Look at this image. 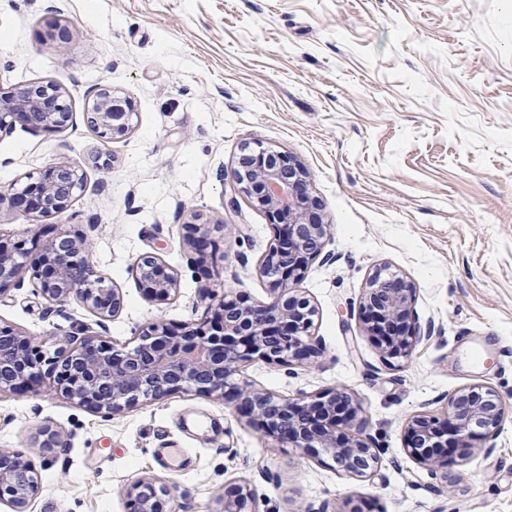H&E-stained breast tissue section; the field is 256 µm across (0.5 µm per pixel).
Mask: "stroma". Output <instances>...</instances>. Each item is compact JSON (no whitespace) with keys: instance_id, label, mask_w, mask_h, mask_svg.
I'll use <instances>...</instances> for the list:
<instances>
[{"instance_id":"obj_1","label":"stroma","mask_w":512,"mask_h":512,"mask_svg":"<svg viewBox=\"0 0 512 512\" xmlns=\"http://www.w3.org/2000/svg\"><path fill=\"white\" fill-rule=\"evenodd\" d=\"M66 24L58 49L46 33ZM59 82L73 121L59 133L0 131V189L69 160L86 175L64 210L0 206V235L92 239L89 263L123 308L99 334L137 343L148 323L204 318L212 293L269 301L259 264L276 235L235 193L245 144L306 168L331 224L299 284L322 352L301 366L255 360L239 378L281 398L349 393L381 455L376 477L339 471L263 435L223 398L178 393L108 416L63 397L52 379L0 394V448L41 475L30 512H128L124 491L156 478L170 512H219L225 488L250 484L257 512H512V411L492 454L474 449L430 475L405 452L416 412L440 413L459 387L512 397V0H0V87ZM111 82L135 105L133 129L100 141L84 108ZM209 241L199 257L187 226ZM154 252L176 272L171 300L133 274ZM416 288L420 322L438 332L386 362L359 320L380 266ZM95 318L49 306L31 284L0 296V325L49 340ZM62 436L60 457L34 442ZM187 454L163 468L158 449Z\"/></svg>"}]
</instances>
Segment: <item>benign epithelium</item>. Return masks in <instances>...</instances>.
Wrapping results in <instances>:
<instances>
[{
    "instance_id": "benign-epithelium-1",
    "label": "benign epithelium",
    "mask_w": 512,
    "mask_h": 512,
    "mask_svg": "<svg viewBox=\"0 0 512 512\" xmlns=\"http://www.w3.org/2000/svg\"><path fill=\"white\" fill-rule=\"evenodd\" d=\"M129 100L112 85L100 86L87 101L86 119L105 141L126 137L133 128ZM73 113L61 84L39 81L10 91L0 90V129L16 124L33 131H63ZM234 191L262 209L278 235L260 263L273 297L257 304L226 296L208 306L200 322L174 328L161 321L148 325L131 349H117L99 339L92 326L79 324L59 339L48 356L31 346L29 337L0 326V393L41 382L48 365L61 394L94 411L118 414L144 402L175 393L216 395L235 403L238 413L264 435L295 448H316L331 457L341 471L370 477L379 463V448L363 432L342 437L340 422L357 421L358 408L343 390H329L309 401L282 399L240 386L234 381L240 366L255 359L285 366L320 353L309 343L315 308L297 293L296 285L310 261L321 254L332 225L324 222V204L311 196L308 172L292 157L268 148H243L233 170ZM85 175L68 161L59 162L20 186L0 192L28 213L49 216L67 208L84 191ZM91 240L60 233L27 246L24 240L0 239V295L21 287L33 271V288L48 303L78 301L105 326L123 307L118 289L86 260ZM140 288L159 302L175 296L178 278L153 253L133 265ZM414 285L386 267L369 277L360 301L364 329L374 337L382 357L405 359L422 340L417 326ZM506 401L493 388L473 383L448 399L443 417L416 414L406 426L408 454L436 474L448 468L443 448H469L481 438L494 450L505 416ZM36 466L23 454L0 448V503L10 512H30L41 492ZM134 512H164L173 496L166 483L147 480L125 490ZM219 512H256L250 485L224 493Z\"/></svg>"
}]
</instances>
